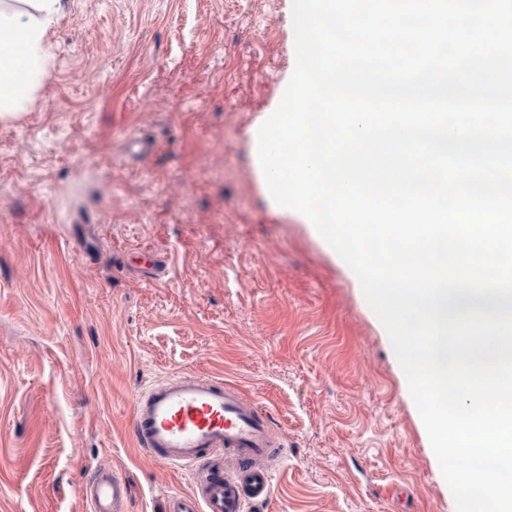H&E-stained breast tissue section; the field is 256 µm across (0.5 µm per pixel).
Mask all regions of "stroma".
I'll return each instance as SVG.
<instances>
[{"mask_svg": "<svg viewBox=\"0 0 512 512\" xmlns=\"http://www.w3.org/2000/svg\"><path fill=\"white\" fill-rule=\"evenodd\" d=\"M291 6L66 0L49 78L0 120V512H88L103 469L121 512L192 491L126 434L136 395L178 374L269 415L286 454L265 512H457L356 275L257 171ZM127 493V481L117 473L105 471L82 490L91 512H118Z\"/></svg>", "mask_w": 512, "mask_h": 512, "instance_id": "stroma-1", "label": "stroma"}]
</instances>
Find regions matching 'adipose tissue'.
Instances as JSON below:
<instances>
[{"label": "adipose tissue", "instance_id": "obj_1", "mask_svg": "<svg viewBox=\"0 0 512 512\" xmlns=\"http://www.w3.org/2000/svg\"><path fill=\"white\" fill-rule=\"evenodd\" d=\"M63 0H0V119L23 111L47 77V36Z\"/></svg>", "mask_w": 512, "mask_h": 512}]
</instances>
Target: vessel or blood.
I'll return each instance as SVG.
<instances>
[{
	"instance_id": "vessel-or-blood-1",
	"label": "vessel or blood",
	"mask_w": 512,
	"mask_h": 512,
	"mask_svg": "<svg viewBox=\"0 0 512 512\" xmlns=\"http://www.w3.org/2000/svg\"><path fill=\"white\" fill-rule=\"evenodd\" d=\"M128 433L154 462L204 472L193 492L167 495L161 512H247L272 496L270 461L282 449L267 414L234 386L197 375L150 384L134 400ZM217 455L226 467H209ZM126 492V480L106 471L82 497L90 512H118Z\"/></svg>"
}]
</instances>
